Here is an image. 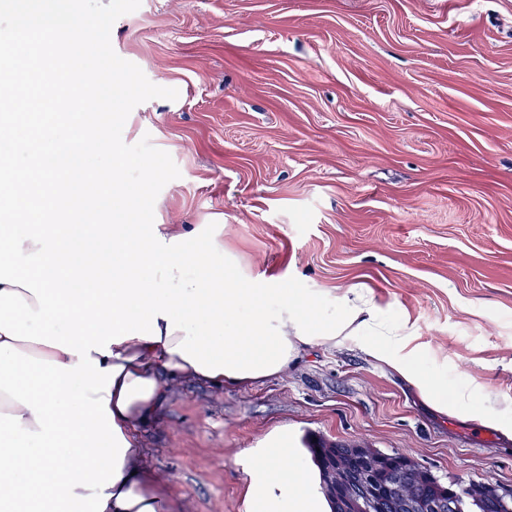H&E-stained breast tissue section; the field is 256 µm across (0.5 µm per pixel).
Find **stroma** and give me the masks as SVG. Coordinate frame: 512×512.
Segmentation results:
<instances>
[{
    "label": "stroma",
    "mask_w": 512,
    "mask_h": 512,
    "mask_svg": "<svg viewBox=\"0 0 512 512\" xmlns=\"http://www.w3.org/2000/svg\"><path fill=\"white\" fill-rule=\"evenodd\" d=\"M110 41L179 92L122 131L180 171L155 223L219 225L244 287L273 277L328 314L368 288L437 378L512 402V0H141ZM279 428L512 489V436L350 341L246 388L173 383L141 438L175 512H245L240 457Z\"/></svg>",
    "instance_id": "stroma-1"
}]
</instances>
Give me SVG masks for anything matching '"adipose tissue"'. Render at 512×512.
<instances>
[{"label":"adipose tissue","mask_w":512,"mask_h":512,"mask_svg":"<svg viewBox=\"0 0 512 512\" xmlns=\"http://www.w3.org/2000/svg\"><path fill=\"white\" fill-rule=\"evenodd\" d=\"M57 119L29 96L0 117V148L37 152L0 173V512H170L171 491L140 433L177 381L247 387L287 371L305 347L353 340L439 411L512 431V403L425 367L408 317L369 289L336 312L292 288H239L235 271L186 263L224 242L213 224H167L142 238L118 224H48L41 205L77 204L99 186L64 174L46 141ZM246 512H327L287 430L246 449Z\"/></svg>","instance_id":"adipose-tissue-1"}]
</instances>
